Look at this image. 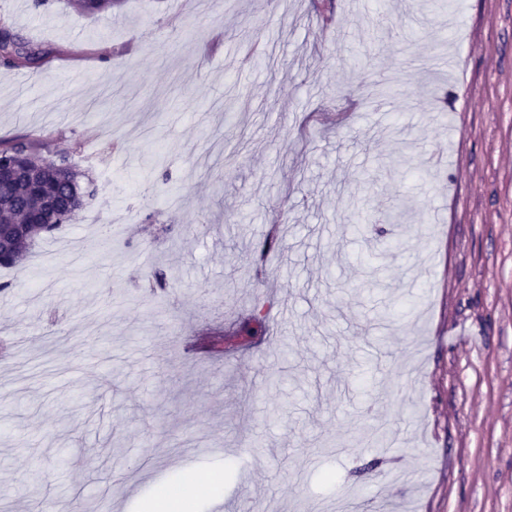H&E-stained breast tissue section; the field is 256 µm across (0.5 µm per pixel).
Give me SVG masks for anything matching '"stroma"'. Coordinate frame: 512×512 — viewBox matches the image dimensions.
<instances>
[{
  "mask_svg": "<svg viewBox=\"0 0 512 512\" xmlns=\"http://www.w3.org/2000/svg\"><path fill=\"white\" fill-rule=\"evenodd\" d=\"M323 3L0 0V25L54 51L0 65V138L112 184L61 229L81 260L42 265L49 236L0 267V512H143L197 472L223 512L353 489L512 512V0ZM437 54L456 78L419 66ZM266 297L265 335L235 339Z\"/></svg>",
  "mask_w": 512,
  "mask_h": 512,
  "instance_id": "stroma-1",
  "label": "stroma"
}]
</instances>
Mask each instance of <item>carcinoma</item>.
<instances>
[{
  "label": "carcinoma",
  "instance_id": "obj_1",
  "mask_svg": "<svg viewBox=\"0 0 512 512\" xmlns=\"http://www.w3.org/2000/svg\"><path fill=\"white\" fill-rule=\"evenodd\" d=\"M118 0H70L76 10L95 14ZM52 51L20 37L7 25L0 26V64L11 68L39 69L49 63ZM0 224H17L20 229L0 266L13 267L27 256L32 243L67 223L92 195L89 183L67 157L44 159L26 139L0 141ZM264 306H254L246 332L252 336L265 327Z\"/></svg>",
  "mask_w": 512,
  "mask_h": 512
}]
</instances>
